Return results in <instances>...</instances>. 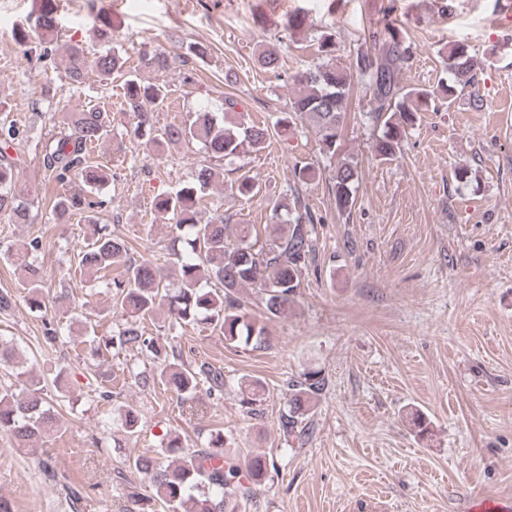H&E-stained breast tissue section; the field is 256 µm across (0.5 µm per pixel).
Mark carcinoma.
Here are the masks:
<instances>
[{"label":"carcinoma","mask_w":512,"mask_h":512,"mask_svg":"<svg viewBox=\"0 0 512 512\" xmlns=\"http://www.w3.org/2000/svg\"><path fill=\"white\" fill-rule=\"evenodd\" d=\"M55 0H41L36 31L16 35L25 45L36 37L44 53L51 52L52 33L57 29ZM393 7L364 31L370 50L360 53L349 65L333 62L314 63L299 72L294 83L299 93L290 101L286 116L275 125L288 129L296 120H306L316 130L320 149L331 158L336 156L341 140L347 101L354 78L368 82L372 90V106L366 117L378 130L374 154L380 161H391L400 150L409 129L419 120V113L430 108L451 105L454 89L464 88L474 80V61L463 45L452 44L443 49L442 58L453 77V84L429 88H407L397 75L412 55L406 39L392 16ZM92 37L101 45L94 59L99 82L112 83V75L123 71L126 59L112 47V23L99 20L91 29ZM66 77L73 86L84 82L85 48L75 43L67 47ZM144 68L165 72L174 59L162 51L145 52L140 57ZM124 102L132 117L128 133L158 151L176 146H194L204 154L207 163L200 165L196 179L178 190L160 195L155 210L169 223L174 239L183 243L166 257L177 268L174 281L152 262H138L128 256L126 241L98 226L95 208L104 201H94L112 174L109 169L91 161V151L112 137V120L97 107L67 114L62 130L43 143V161L57 182L72 189L58 196L52 215L64 223L75 214L85 215L93 227L90 238L77 254L78 268L84 280L115 289L114 307L122 322L108 336L85 333L91 356L108 359L127 348H137L158 362L156 371L128 370L129 377L142 386L157 382L173 388L183 401H194L200 387L212 396L224 391V372L202 363L186 365L176 353L169 351L166 340L145 332L143 321L164 306L171 322L182 325L200 323L224 337L229 347L261 349L270 345L267 322L288 312L300 288L301 277L316 251V225L321 219L308 209L288 210V205L273 203V211L283 212L281 224L262 245L250 240L251 230L242 225L236 243L228 240L224 215L215 214L201 221L205 191L224 181V162L266 147L270 139L267 125L227 121L225 109L234 101L224 99L222 111L206 109L186 115L182 121L156 126L154 112L168 99L166 83H146L137 72L126 76ZM24 131L13 124L0 125V215L16 224L29 219L30 202L25 189L18 186L16 161L8 150L20 143ZM358 163L344 158L335 166L331 190L336 208L344 213L354 202L355 184L359 182ZM39 243L0 241V259L10 262L29 306L43 313V343L50 351L71 327L47 315L48 306L43 280L29 256ZM252 288L261 296L264 317L258 319L244 311L240 292ZM12 364L11 379L0 381V432L9 435L24 448L42 442L57 432L55 405L70 398L75 385L69 373L60 369L52 382L55 393H47V381L15 361V350L0 347V364ZM325 387L319 370H309L288 384V413L280 426L287 436L302 438L304 421L314 409ZM263 384L257 379L240 381L242 404L253 409L262 401ZM120 430L131 437L139 432L141 414L133 406L119 408ZM128 468L145 475L153 487V497L144 501L135 493L128 494L131 508L127 512H146L155 502L161 512H245L253 499L255 486L264 480L269 460L252 452L224 447V431L210 433L203 442L188 446L177 434L164 441L154 456L138 455L126 460Z\"/></svg>","instance_id":"carcinoma-1"}]
</instances>
